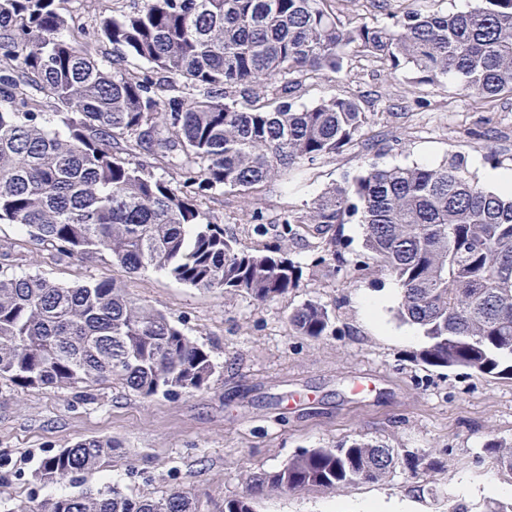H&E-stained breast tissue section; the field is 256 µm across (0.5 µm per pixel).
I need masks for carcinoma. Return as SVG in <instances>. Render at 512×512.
Masks as SVG:
<instances>
[{
    "label": "carcinoma",
    "instance_id": "carcinoma-1",
    "mask_svg": "<svg viewBox=\"0 0 512 512\" xmlns=\"http://www.w3.org/2000/svg\"><path fill=\"white\" fill-rule=\"evenodd\" d=\"M71 0H0V224L65 256L108 255L130 273L163 271L193 288L257 302L298 286L281 250L224 236L202 209L217 190L247 207L267 182L348 148H367L359 99L333 94L297 106L309 78L340 74L352 55L415 84L444 77L479 101L512 97V0L464 12L404 9L392 23L343 22L335 0H142L106 7L90 27ZM112 47L96 57L88 42ZM137 58L143 70L128 68ZM262 85L266 97H251ZM158 163L179 181L157 177ZM363 225L366 249L402 291L399 317L423 332L416 353L436 368L512 380V195L486 189L464 160L366 164L319 194L290 224ZM291 322L327 333L326 306L308 301ZM211 355L113 279L66 285L0 269V381L54 388L82 401L120 384L144 399L208 386ZM117 444L89 438L46 458L53 482L98 468ZM397 450L364 438L305 450L258 473L220 512H254L272 491L375 482ZM3 512H196L180 491L158 499L116 488Z\"/></svg>",
    "mask_w": 512,
    "mask_h": 512
}]
</instances>
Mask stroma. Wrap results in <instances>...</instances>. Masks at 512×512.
Returning a JSON list of instances; mask_svg holds the SVG:
<instances>
[{
    "instance_id": "1",
    "label": "stroma",
    "mask_w": 512,
    "mask_h": 512,
    "mask_svg": "<svg viewBox=\"0 0 512 512\" xmlns=\"http://www.w3.org/2000/svg\"><path fill=\"white\" fill-rule=\"evenodd\" d=\"M409 78L406 71L388 77L379 64L351 57L341 76L306 80L300 104L334 93L360 99L371 119L370 145L266 183L254 203L265 234L255 233L235 193L204 199L225 235L260 250L287 248L301 276L274 300L193 288L161 271L132 275L107 256L68 258L16 225L0 224V242L12 246V272L67 285L122 281L209 350L216 365L207 388L149 400L110 383L94 387V401L81 402L51 388L0 382V501L33 510L80 490L115 486L157 499L179 489L199 512H219L225 498L246 492L252 475L276 471L303 450L361 436L398 450L382 480L272 491L257 498L256 512H485L489 502L512 503V471L501 468L495 451L512 447V380L415 360L423 333L398 318L401 289L365 249L361 225H337L330 264L320 261L314 226L280 235L289 211H303L367 161L436 165L457 155L477 178L512 171V100L477 103L459 94L454 80L415 85ZM310 300L332 317L318 338L301 335L290 321ZM86 438L117 441L111 462L51 484L36 479L45 458Z\"/></svg>"
}]
</instances>
